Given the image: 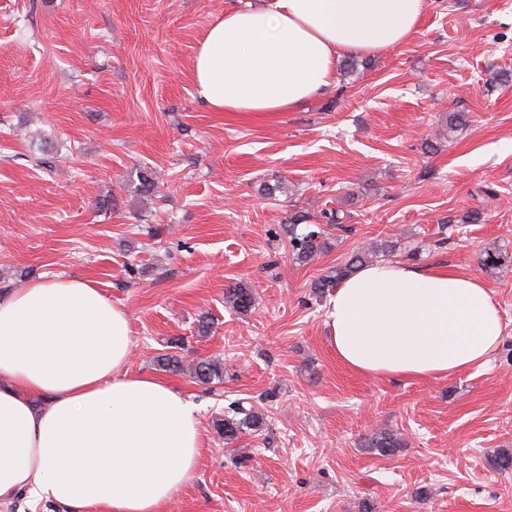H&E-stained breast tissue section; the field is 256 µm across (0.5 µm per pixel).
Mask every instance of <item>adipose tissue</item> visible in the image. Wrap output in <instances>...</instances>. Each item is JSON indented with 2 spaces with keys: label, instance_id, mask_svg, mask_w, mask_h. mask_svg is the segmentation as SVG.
I'll use <instances>...</instances> for the list:
<instances>
[{
  "label": "adipose tissue",
  "instance_id": "ef3b65f1",
  "mask_svg": "<svg viewBox=\"0 0 512 512\" xmlns=\"http://www.w3.org/2000/svg\"><path fill=\"white\" fill-rule=\"evenodd\" d=\"M424 0H266L226 10L192 83L217 112H286L332 86L344 55L400 45ZM329 346L366 377L429 380L485 366L500 313L486 285L447 265L369 264L330 297ZM127 311L88 280H31L0 296V503L65 512H164L203 450L196 404L128 373Z\"/></svg>",
  "mask_w": 512,
  "mask_h": 512
}]
</instances>
